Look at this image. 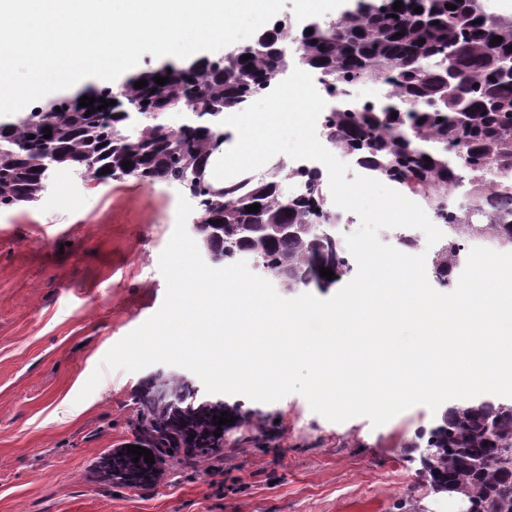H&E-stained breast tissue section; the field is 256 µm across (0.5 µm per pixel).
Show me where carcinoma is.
<instances>
[{
  "label": "carcinoma",
  "instance_id": "1",
  "mask_svg": "<svg viewBox=\"0 0 512 512\" xmlns=\"http://www.w3.org/2000/svg\"><path fill=\"white\" fill-rule=\"evenodd\" d=\"M394 2L363 0L333 23L312 25L295 58L284 47L287 32L275 29L214 59L140 73L115 92L89 90L86 95L97 98L89 115L80 98H63L55 103L59 112L37 105L26 122L0 123V210L40 201L52 170L99 181L134 177L179 185L197 203L201 249L218 262L248 258L288 292L311 284L331 288L352 265L329 230L336 215L315 193L316 172L306 173V194L291 196L280 169L221 189L197 171L224 145V113L245 110L289 65L317 72L330 90L383 77L384 98L361 111L337 104L326 134L359 164L437 208L450 234L429 256L427 271L439 285L455 288L453 273L466 259V243L512 251V221L500 217L512 210V195H490V176L512 171V77L500 70L502 59L512 57V16L476 12L473 0H402L399 10ZM417 6L423 11L414 12ZM495 36L503 41L491 42ZM246 54L251 58L242 59ZM157 75L167 83L156 84ZM141 79L147 86L138 89L134 83ZM104 100L116 104L98 109ZM178 106L199 113L198 119L177 133L162 132V113ZM465 176L468 199L450 212L448 187ZM254 203L259 211L247 212ZM322 267L335 278L322 277ZM191 393L190 381L173 372L143 382L134 397L138 422L129 444L152 451L154 463L132 461L125 445L114 448L100 460L106 482L146 490L170 462L224 456V436L214 435L213 417L226 411L240 423L245 416L222 400L191 403ZM418 440L431 449L422 466L431 492L453 489L470 512H512V397L453 402Z\"/></svg>",
  "mask_w": 512,
  "mask_h": 512
}]
</instances>
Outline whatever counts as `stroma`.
Segmentation results:
<instances>
[{
    "label": "stroma",
    "mask_w": 512,
    "mask_h": 512,
    "mask_svg": "<svg viewBox=\"0 0 512 512\" xmlns=\"http://www.w3.org/2000/svg\"><path fill=\"white\" fill-rule=\"evenodd\" d=\"M178 195L61 171L43 201L0 212V512H403L410 494L421 512H448L417 476V433L437 421L428 407L378 427L337 423L298 393L227 395L253 417L225 432L223 458L171 466L148 490L101 481L95 465L131 439L146 373L102 370L80 392L164 301Z\"/></svg>",
    "instance_id": "1"
}]
</instances>
